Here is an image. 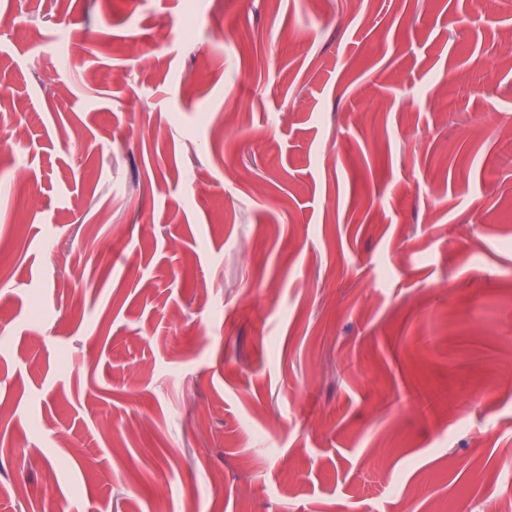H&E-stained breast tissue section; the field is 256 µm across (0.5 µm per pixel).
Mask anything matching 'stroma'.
I'll use <instances>...</instances> for the list:
<instances>
[{
	"instance_id": "obj_1",
	"label": "stroma",
	"mask_w": 512,
	"mask_h": 512,
	"mask_svg": "<svg viewBox=\"0 0 512 512\" xmlns=\"http://www.w3.org/2000/svg\"><path fill=\"white\" fill-rule=\"evenodd\" d=\"M484 12L17 0L0 512L484 496L512 451V0Z\"/></svg>"
}]
</instances>
